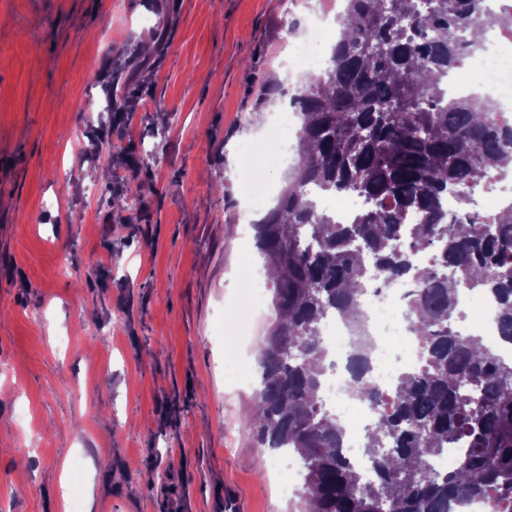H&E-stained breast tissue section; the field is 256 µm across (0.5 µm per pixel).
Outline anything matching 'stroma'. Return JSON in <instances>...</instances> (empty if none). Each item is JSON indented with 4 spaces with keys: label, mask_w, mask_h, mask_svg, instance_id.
Segmentation results:
<instances>
[{
    "label": "stroma",
    "mask_w": 512,
    "mask_h": 512,
    "mask_svg": "<svg viewBox=\"0 0 512 512\" xmlns=\"http://www.w3.org/2000/svg\"><path fill=\"white\" fill-rule=\"evenodd\" d=\"M308 0H0V512H301L235 387L245 185L284 186L259 99ZM166 42L125 126L106 77ZM140 161L139 172L127 164ZM104 168L136 204L85 193ZM24 395H16L15 384Z\"/></svg>",
    "instance_id": "stroma-1"
}]
</instances>
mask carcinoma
I'll return each mask as SVG.
<instances>
[{
    "mask_svg": "<svg viewBox=\"0 0 512 512\" xmlns=\"http://www.w3.org/2000/svg\"><path fill=\"white\" fill-rule=\"evenodd\" d=\"M484 2L347 0L349 34L300 99L304 155L277 205L252 224L273 323L257 346L248 426L265 447L300 459V496L315 512H450L487 495L512 512V365L454 326L464 281L496 301L512 343V203L491 222L445 208L512 163V125L487 103L448 96V72L479 48L471 33L512 17ZM148 67L132 58L112 72L111 112H133L131 87ZM321 197L357 200L351 223H337ZM373 269L388 286L413 285L421 354L383 399L361 380L366 344L357 345L350 390L379 406L368 478L341 452L344 427L322 399L321 336L332 312L360 322L361 282ZM445 448L460 458L442 473L433 460Z\"/></svg>",
    "mask_w": 512,
    "mask_h": 512,
    "instance_id": "obj_1",
    "label": "carcinoma"
}]
</instances>
